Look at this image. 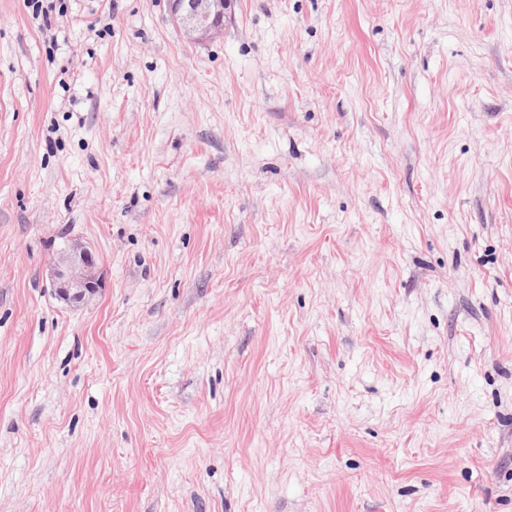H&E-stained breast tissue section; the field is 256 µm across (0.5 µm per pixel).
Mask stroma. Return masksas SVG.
I'll use <instances>...</instances> for the list:
<instances>
[{
    "mask_svg": "<svg viewBox=\"0 0 512 512\" xmlns=\"http://www.w3.org/2000/svg\"><path fill=\"white\" fill-rule=\"evenodd\" d=\"M41 4L0 0V512H512V0ZM171 16L190 42H199L219 34L231 0H170ZM52 286L57 299L79 306L102 285L95 258L80 239H67L53 262Z\"/></svg>",
    "mask_w": 512,
    "mask_h": 512,
    "instance_id": "1",
    "label": "stroma"
}]
</instances>
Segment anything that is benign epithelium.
<instances>
[{
	"mask_svg": "<svg viewBox=\"0 0 512 512\" xmlns=\"http://www.w3.org/2000/svg\"><path fill=\"white\" fill-rule=\"evenodd\" d=\"M173 22L188 40L199 42L219 34L231 0H170ZM102 279L95 258L81 240L68 239L53 262L52 286L57 299L78 306L101 288Z\"/></svg>",
	"mask_w": 512,
	"mask_h": 512,
	"instance_id": "7a95c632",
	"label": "benign epithelium"
}]
</instances>
